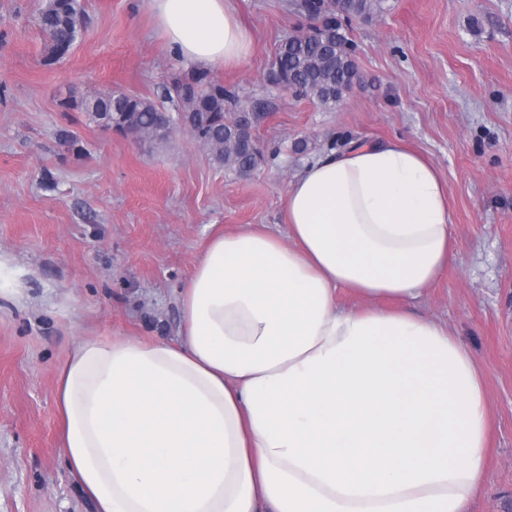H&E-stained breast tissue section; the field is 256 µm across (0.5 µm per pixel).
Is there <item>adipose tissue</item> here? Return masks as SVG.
<instances>
[{
    "instance_id": "adipose-tissue-1",
    "label": "adipose tissue",
    "mask_w": 512,
    "mask_h": 512,
    "mask_svg": "<svg viewBox=\"0 0 512 512\" xmlns=\"http://www.w3.org/2000/svg\"><path fill=\"white\" fill-rule=\"evenodd\" d=\"M146 4L178 61H248L234 0ZM284 210L287 236L208 241L177 341L83 339L61 366V453L96 512H468L486 374L410 310L453 257L446 181L400 142L354 143L305 165Z\"/></svg>"
}]
</instances>
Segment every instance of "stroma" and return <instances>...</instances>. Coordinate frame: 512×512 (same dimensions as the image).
<instances>
[{
  "instance_id": "stroma-1",
  "label": "stroma",
  "mask_w": 512,
  "mask_h": 512,
  "mask_svg": "<svg viewBox=\"0 0 512 512\" xmlns=\"http://www.w3.org/2000/svg\"><path fill=\"white\" fill-rule=\"evenodd\" d=\"M71 54L44 61L46 0H0V512H94L60 452L57 367L82 337H178V290L211 235L286 234L289 181L352 141L397 140L448 184L454 256L413 309L448 322L487 375V477L469 512H512V0H385L353 19L359 78L335 107L273 78L305 25L290 0H235L246 66L210 74L261 113L247 177L184 130L135 143L60 102L116 89L162 104L187 73L142 0H81Z\"/></svg>"
}]
</instances>
